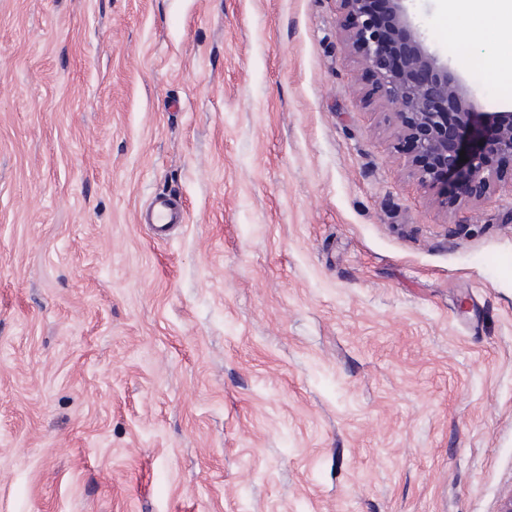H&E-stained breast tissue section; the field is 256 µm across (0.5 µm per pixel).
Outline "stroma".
Wrapping results in <instances>:
<instances>
[{
	"label": "stroma",
	"mask_w": 512,
	"mask_h": 512,
	"mask_svg": "<svg viewBox=\"0 0 512 512\" xmlns=\"http://www.w3.org/2000/svg\"><path fill=\"white\" fill-rule=\"evenodd\" d=\"M412 29L477 111L443 0ZM341 0H0V512H498L512 183L447 210ZM176 199L157 236L140 214ZM169 200L166 196H155L152 200L149 222L159 234H165L174 224L185 222L184 214L175 209Z\"/></svg>",
	"instance_id": "obj_1"
}]
</instances>
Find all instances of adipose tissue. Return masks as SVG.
<instances>
[{"instance_id":"adipose-tissue-1","label":"adipose tissue","mask_w":512,"mask_h":512,"mask_svg":"<svg viewBox=\"0 0 512 512\" xmlns=\"http://www.w3.org/2000/svg\"><path fill=\"white\" fill-rule=\"evenodd\" d=\"M445 6L449 16L459 22V37L486 30L497 34L500 52L487 60L490 71L500 72L503 63L512 60V0H446Z\"/></svg>"}]
</instances>
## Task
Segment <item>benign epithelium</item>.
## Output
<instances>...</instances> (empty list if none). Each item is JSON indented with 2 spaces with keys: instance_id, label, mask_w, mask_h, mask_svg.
Listing matches in <instances>:
<instances>
[{
  "instance_id": "1",
  "label": "benign epithelium",
  "mask_w": 512,
  "mask_h": 512,
  "mask_svg": "<svg viewBox=\"0 0 512 512\" xmlns=\"http://www.w3.org/2000/svg\"><path fill=\"white\" fill-rule=\"evenodd\" d=\"M343 2L345 39L362 75L391 108L399 144L420 179L434 184L463 175L474 199L495 188L501 170L512 166V112L474 111L448 65L411 30L407 0H388L386 28L366 7L368 0Z\"/></svg>"
}]
</instances>
